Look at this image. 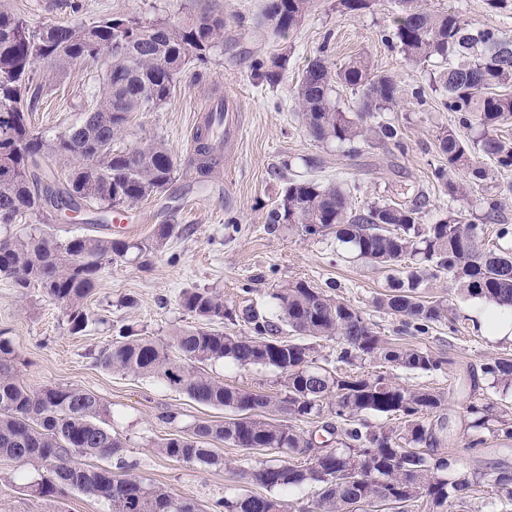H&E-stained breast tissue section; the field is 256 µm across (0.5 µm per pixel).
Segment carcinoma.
Returning <instances> with one entry per match:
<instances>
[{
  "mask_svg": "<svg viewBox=\"0 0 512 512\" xmlns=\"http://www.w3.org/2000/svg\"><path fill=\"white\" fill-rule=\"evenodd\" d=\"M312 0H266L264 18L271 33L285 37L302 24ZM376 0H339L342 10L361 15ZM381 40L399 47L413 64L438 60L431 91L441 109L455 114L457 126L437 135L441 161L431 175L441 196L438 205L424 191L404 202H355L345 181L321 182L288 177L267 211L266 224H299L311 237L333 235L346 253L386 272V289L377 307L398 317L403 326L426 333L434 324L457 331L458 318L447 300H432L422 289L433 281L451 280L458 290L500 309L512 310V250L489 248L481 236L483 224H500L502 202L495 194L477 195L488 170L482 155L500 169L512 168V141L496 135L512 120V37L484 25L465 24L450 12L430 11L422 0H396L391 27ZM224 42V17L202 13L181 23L137 18L107 19L73 26L32 25L24 17L0 10V275L16 287L40 288L57 302L71 324L83 330L89 321L85 303L99 284L102 271L130 254L145 257L163 250L177 225L160 224L152 236L128 241L110 236L76 234L60 237L51 224L65 211L95 204L105 213L125 209L167 190L177 167L161 142L135 152H117L114 140L131 116L170 98L176 75L188 64L208 61ZM103 61L105 88L89 104L85 121L52 139L36 133L29 113L42 84L36 64L56 70L79 62ZM253 76L273 82L266 61H251ZM358 96L355 112H345L333 97L336 87ZM296 111L315 141L334 143L346 157L365 149L385 153L405 151L401 127L386 117L400 105L393 77L373 73L363 55L333 68L322 56L310 60L294 94ZM224 101L220 100L194 133L191 160L199 178L208 177L224 148ZM480 130L471 138L468 132ZM86 154L59 183L43 167L46 155ZM480 212L471 219L469 209ZM437 217L421 223L430 212ZM33 216L37 223L14 230L17 221ZM276 319L254 307L242 312L244 332L227 335L210 328L233 319L224 299L207 290L186 289L181 307L194 314L195 326L177 329L165 341L142 338L131 327L92 356L94 366L162 381L195 402L227 408L234 415L222 421H201L186 436L164 438L157 448L183 463L210 465L218 460L212 445L229 442L262 448H283L310 455L304 468L289 461L263 464L249 473L257 485L272 491L310 487L311 499L302 512H378L390 504L402 512H443L451 498L473 494L482 475L463 474L448 480L450 462L416 451L434 439L425 416L445 402L443 392L410 389L384 374H357L354 366L369 359L410 371L443 373L452 360L429 350L395 346L379 335L352 304L333 298L304 281L269 295ZM308 338L338 343L336 362L328 370L315 365ZM232 360L241 368L264 365L278 371L281 390L275 395L228 386L205 366ZM19 355L0 338V456L23 464L44 466L47 475L26 491L37 499L64 498L73 490L98 495L111 503V512H199L196 504L164 486L149 487L125 469L123 442L107 427L100 399L68 386L31 389L17 377ZM484 374L512 387V358L496 357L483 364ZM336 416V448H317L312 438L291 424L321 414ZM466 412L472 427L487 428L512 438V419L493 414L477 400ZM288 416V421L274 414ZM366 414H397L399 431L371 429ZM116 462L124 473L90 463ZM500 497L501 512L512 508V469L491 479ZM212 512H288L272 495L222 497Z\"/></svg>",
  "mask_w": 512,
  "mask_h": 512,
  "instance_id": "cac0c4a2",
  "label": "carcinoma"
}]
</instances>
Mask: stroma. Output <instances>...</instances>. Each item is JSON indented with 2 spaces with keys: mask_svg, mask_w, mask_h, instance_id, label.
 <instances>
[{
  "mask_svg": "<svg viewBox=\"0 0 512 512\" xmlns=\"http://www.w3.org/2000/svg\"><path fill=\"white\" fill-rule=\"evenodd\" d=\"M426 3L429 9L449 10L464 22L512 35V17L490 12L485 0ZM264 4L265 0H0V9L34 24L78 25L116 17L172 22L204 10L224 15L223 48L213 52L206 64L185 66L170 99L154 110L134 113L115 143L117 150L126 152L164 143L178 168L172 185L165 193L133 205L136 221L127 228L112 231L81 220L55 224L62 237L98 233L141 239L152 234L162 211L169 210L179 234L168 239L163 251L149 256L147 266L135 260L108 265L86 302L92 320L76 334L70 332L60 305L40 289L23 294L12 279L0 277V336L12 340L20 355V382L31 388L77 387L98 396L106 408V423L124 443L123 458L134 465L144 483L165 486L208 512L217 498L258 492L248 476L250 468L288 458L306 466L309 457H292L277 449L253 454L223 442L215 465L168 459L157 447L161 438L188 433L202 419L224 420L228 410L198 404L157 379L95 367L91 354L127 326L139 336L164 339L174 329L195 325V316L180 305L185 289H208L232 311L251 305L268 316L271 293L303 280L355 305L389 342L428 348L452 359L450 370L432 375L380 360L362 365L366 373H387L402 386L445 393L444 405L428 417L435 439L427 452L448 458L449 478L474 472L490 477L499 469H512V438L485 430L479 433L482 444H470L476 433L466 406L472 398L483 399L495 412L512 415V390L491 384L482 372L488 359L512 358V339L494 336L483 327L478 318L483 300L459 294L445 280L430 283L425 296L448 299L459 317L456 330L440 324L425 335L400 331L398 318L375 305L385 284L384 271L337 257L334 236L311 238L299 225L271 229L264 222L283 185L277 171L287 162L295 175L310 173L324 182H348L358 202L404 200L417 188L437 196L431 180V169L439 160L436 135L455 121L453 113L438 107L435 94H428L422 105L411 96L414 88L428 86L431 67L412 65L399 49L381 42L380 33L390 24L392 0H377L356 17L343 13L339 0H315L302 26L285 38L271 35L262 16ZM363 53L370 56L375 73L392 76L401 89L403 104L393 117L404 134L405 153L339 156L335 145L308 136L295 110L294 91L309 60L323 55L336 65ZM256 57L281 60L276 83L253 78L250 62ZM42 84L30 120L36 131L51 138L83 119L87 102L104 88V66L88 62L60 74L47 72ZM220 97L236 105L240 131L225 149L221 164L202 180L188 164L192 137L205 111ZM307 157L321 158V168L307 171L303 164ZM129 297L135 298L134 306H125ZM207 370L229 386L265 393L280 389L278 373L271 367L243 369L221 360ZM45 473V468L0 457V512H110L103 498L78 490L63 500L29 496L26 483Z\"/></svg>",
  "mask_w": 512,
  "mask_h": 512,
  "instance_id": "obj_1",
  "label": "stroma"
}]
</instances>
